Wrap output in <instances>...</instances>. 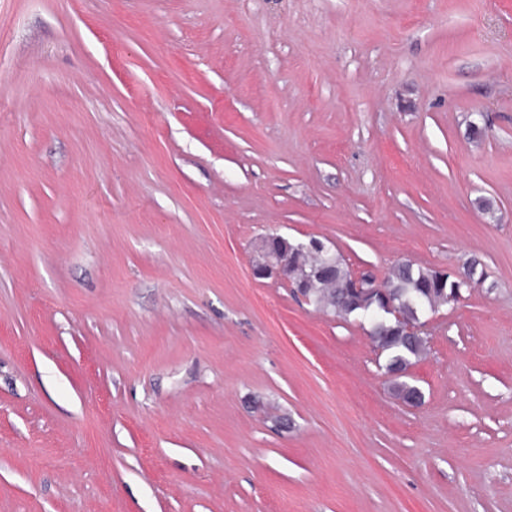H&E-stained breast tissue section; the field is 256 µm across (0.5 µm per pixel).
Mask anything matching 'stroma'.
I'll list each match as a JSON object with an SVG mask.
<instances>
[{"mask_svg":"<svg viewBox=\"0 0 512 512\" xmlns=\"http://www.w3.org/2000/svg\"><path fill=\"white\" fill-rule=\"evenodd\" d=\"M265 234L478 262L420 405ZM0 512H512V0H0ZM262 263H259L254 268V274L258 277L275 276L280 277L293 283L292 272L288 268V265L277 257L274 253L263 252Z\"/></svg>","mask_w":512,"mask_h":512,"instance_id":"stroma-1","label":"stroma"}]
</instances>
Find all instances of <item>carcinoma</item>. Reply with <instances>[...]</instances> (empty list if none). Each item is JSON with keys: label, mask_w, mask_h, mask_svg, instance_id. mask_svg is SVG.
<instances>
[{"label": "carcinoma", "mask_w": 512, "mask_h": 512, "mask_svg": "<svg viewBox=\"0 0 512 512\" xmlns=\"http://www.w3.org/2000/svg\"><path fill=\"white\" fill-rule=\"evenodd\" d=\"M329 257L330 269L324 272L304 259L292 258L296 275L309 280L304 287V295L310 304L344 319L351 315L370 318L369 335L375 346L385 353V370L388 372L404 371L422 358L427 349L426 337L402 333L396 321L383 314L377 300L368 297L360 301L345 299L344 287L350 275L349 268L340 254L333 251ZM450 287L452 280L411 262L393 266L385 283L387 296L410 318L420 317L426 312L434 313L447 304L442 289ZM392 389L408 405L419 398L415 386L403 378H393Z\"/></svg>", "instance_id": "1"}]
</instances>
